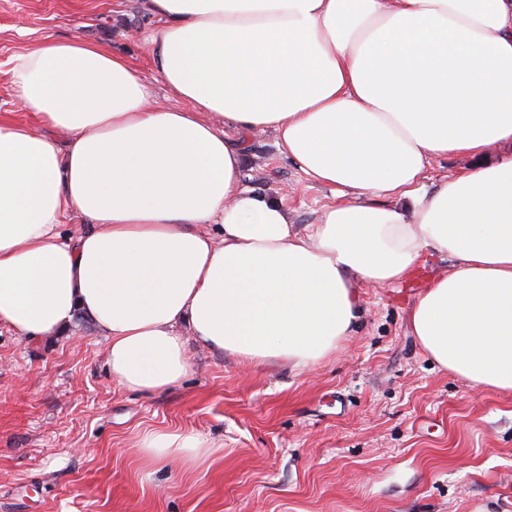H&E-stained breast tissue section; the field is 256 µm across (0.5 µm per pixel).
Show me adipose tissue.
<instances>
[{
	"mask_svg": "<svg viewBox=\"0 0 512 512\" xmlns=\"http://www.w3.org/2000/svg\"><path fill=\"white\" fill-rule=\"evenodd\" d=\"M146 4L157 70L192 110L157 106L95 42L48 36L10 60L39 125L0 121V326L33 340L83 314L113 381L155 394L187 374L191 342L328 360L359 288L446 255L410 330L439 367L512 393V0ZM267 131L333 197L304 229L245 182L246 143ZM450 155L467 166L430 180ZM70 218L84 225L62 236ZM209 448L141 441L187 466Z\"/></svg>",
	"mask_w": 512,
	"mask_h": 512,
	"instance_id": "obj_1",
	"label": "adipose tissue"
}]
</instances>
